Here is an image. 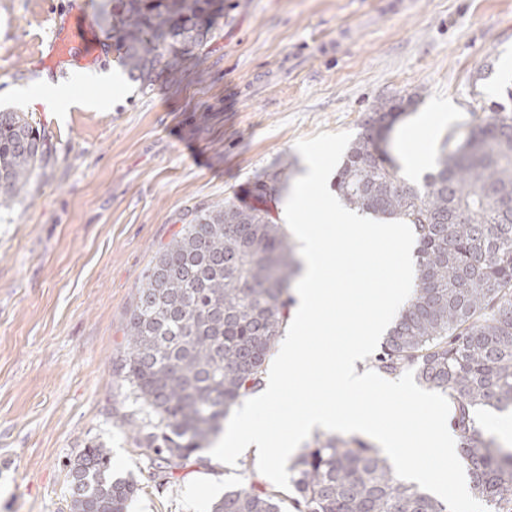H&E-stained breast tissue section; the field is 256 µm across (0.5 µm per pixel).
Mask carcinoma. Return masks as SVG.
<instances>
[{
    "mask_svg": "<svg viewBox=\"0 0 512 512\" xmlns=\"http://www.w3.org/2000/svg\"><path fill=\"white\" fill-rule=\"evenodd\" d=\"M211 0H98L127 78L145 86L157 67L175 72L211 38ZM412 100L381 99L336 173V192L362 213L407 222L416 234L418 284L382 343L375 367L415 372L448 398L458 455L474 494L512 512V448L475 426L476 409L512 408V113L489 112L442 152L421 185L406 182L376 138ZM45 136L23 112L0 110V210L27 193ZM293 163L258 178V198L287 189ZM300 271L268 213L233 201L195 209L159 251L137 290L119 370L135 408L123 417L161 487L232 408L261 385L265 357L288 321ZM294 512H448L398 478L380 450L318 438L288 466ZM70 512H121L141 490L112 474L111 451L83 449L70 467ZM285 499L257 482L230 490L211 512H283Z\"/></svg>",
    "mask_w": 512,
    "mask_h": 512,
    "instance_id": "cac0c4a2",
    "label": "carcinoma"
}]
</instances>
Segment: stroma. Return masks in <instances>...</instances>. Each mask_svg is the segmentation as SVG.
<instances>
[{"instance_id": "stroma-1", "label": "stroma", "mask_w": 512, "mask_h": 512, "mask_svg": "<svg viewBox=\"0 0 512 512\" xmlns=\"http://www.w3.org/2000/svg\"><path fill=\"white\" fill-rule=\"evenodd\" d=\"M75 0H0V109L26 112L47 152L28 193L0 211V512H70L69 469L105 444L142 490L129 512H210L258 473L209 451L164 487L142 470L116 368L129 309L156 252L198 206L256 200L257 177L321 132L358 134L382 98L409 106V136L438 157L486 115L512 111V0H224L211 40L150 87L126 81L108 30L109 85L41 68ZM73 87L49 106L52 86ZM97 106H90V99ZM203 165H196V158Z\"/></svg>"}]
</instances>
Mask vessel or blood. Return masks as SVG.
<instances>
[{"label":"vessel or blood","instance_id":"b4317fda","mask_svg":"<svg viewBox=\"0 0 512 512\" xmlns=\"http://www.w3.org/2000/svg\"><path fill=\"white\" fill-rule=\"evenodd\" d=\"M101 38L88 6H80L66 16L54 30L47 55L42 58L43 68L62 72L68 66L91 68L98 62Z\"/></svg>","mask_w":512,"mask_h":512}]
</instances>
